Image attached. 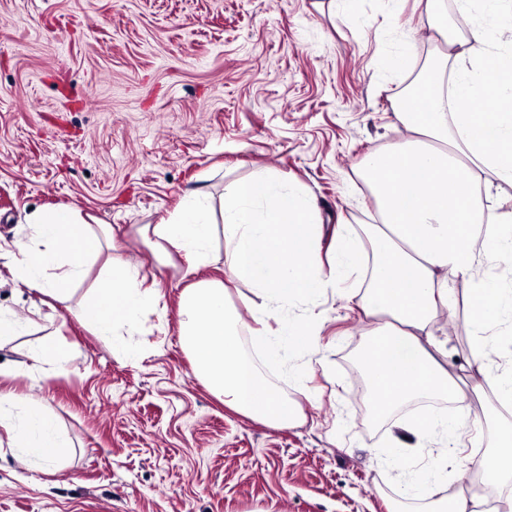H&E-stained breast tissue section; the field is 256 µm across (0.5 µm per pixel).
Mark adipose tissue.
<instances>
[{
    "instance_id": "ef3b65f1",
    "label": "adipose tissue",
    "mask_w": 512,
    "mask_h": 512,
    "mask_svg": "<svg viewBox=\"0 0 512 512\" xmlns=\"http://www.w3.org/2000/svg\"><path fill=\"white\" fill-rule=\"evenodd\" d=\"M457 2L461 12L478 19L465 50L469 62L435 63L424 91L399 102L396 118L406 140L372 153L363 169L379 221L342 236L330 264L317 258L316 212L303 188L283 185L270 173L225 185L224 263L251 296L242 309L231 310L223 281L200 280L183 290L180 306L194 373L225 406L275 428L302 418L300 400L312 395L305 372L295 376L299 399L285 397L244 345L252 343L274 363L284 349L313 347L321 320L311 313L282 319L280 308L291 299L323 295L337 276L358 267L367 277L358 304L373 324L366 377L376 416L423 394L449 393L466 403L465 390L444 366L446 343L433 333L454 303L455 279L471 285L469 332L477 355L496 345L487 334L491 324L512 323V289L485 280L482 272L486 260L512 254V214L484 225L473 210L477 180H484L489 203L494 189L512 186V0ZM24 221L32 225L38 246L16 253L0 248V260L23 286L61 302L75 298L73 286L90 264L102 262L98 286L75 298L79 318L90 332L111 339L113 356L134 359L122 334L134 326L152 292L136 267L103 259L110 226L89 223L65 205L40 206ZM152 233L155 253L175 250L211 260L214 226L207 194L190 193L184 208L154 225ZM0 429L33 466L51 467L69 452L67 438L43 407L10 391L0 390ZM402 429L403 437L385 451L386 462L397 469L407 464L408 438L431 439L452 455L467 435L460 418L440 410ZM478 467L498 475L512 503L511 426L498 429ZM447 477L443 465L411 474L402 495L425 502L428 512H478L477 494L439 496Z\"/></svg>"
}]
</instances>
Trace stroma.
<instances>
[{"mask_svg": "<svg viewBox=\"0 0 512 512\" xmlns=\"http://www.w3.org/2000/svg\"><path fill=\"white\" fill-rule=\"evenodd\" d=\"M445 50L427 0H0V243L29 248L24 213L70 205L112 225L111 256L157 291L130 335L140 356L125 361L82 326L77 301H45L0 262V308L39 324L0 342V388L40 403L71 444L48 473L0 442V512H389L408 475L379 451L400 420H360L350 399V349L371 329L347 297L360 278L289 305L292 317L319 313L320 349L262 372L294 399L289 373L310 369L316 401L275 429L214 397L179 335L184 287L228 281L223 233L193 271L183 254L157 259L142 231L197 189L221 218L226 183L271 170L314 198L330 260L374 206L360 184L367 156L405 137L396 102L413 73L387 58L432 63ZM453 288L436 335L473 405L474 443L448 461L461 475L495 424H512L496 400L512 354L478 370L469 285ZM50 334L71 354L67 373L27 357Z\"/></svg>", "mask_w": 512, "mask_h": 512, "instance_id": "1", "label": "stroma"}]
</instances>
